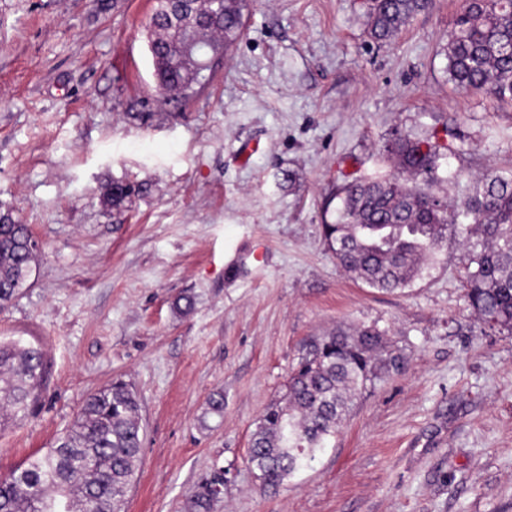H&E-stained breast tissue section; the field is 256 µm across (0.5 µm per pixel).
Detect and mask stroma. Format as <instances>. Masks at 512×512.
I'll return each instance as SVG.
<instances>
[{"label":"stroma","mask_w":512,"mask_h":512,"mask_svg":"<svg viewBox=\"0 0 512 512\" xmlns=\"http://www.w3.org/2000/svg\"><path fill=\"white\" fill-rule=\"evenodd\" d=\"M156 5L0 0V208L43 245L0 339L46 356L40 401L0 431V476L118 377L142 403L126 512H187L218 468L212 512H512V335L469 307L462 245L382 292L323 233L347 179L390 170L396 136L448 146L439 173L456 172L459 202L512 167V102L448 76L462 0H432L389 41L368 35L364 0H249L187 96L156 89ZM115 181L140 188L119 209L101 202ZM372 324L402 368L368 384L310 467L262 486L251 437L306 344Z\"/></svg>","instance_id":"1"}]
</instances>
